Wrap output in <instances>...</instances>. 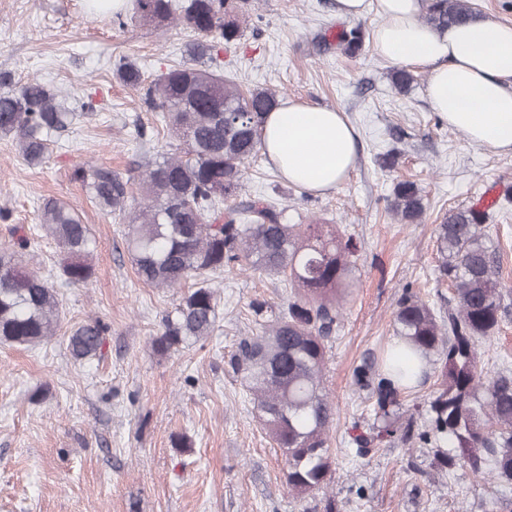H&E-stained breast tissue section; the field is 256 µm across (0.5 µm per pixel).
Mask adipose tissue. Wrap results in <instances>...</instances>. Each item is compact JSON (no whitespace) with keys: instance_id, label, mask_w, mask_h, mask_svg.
<instances>
[{"instance_id":"adipose-tissue-1","label":"adipose tissue","mask_w":512,"mask_h":512,"mask_svg":"<svg viewBox=\"0 0 512 512\" xmlns=\"http://www.w3.org/2000/svg\"><path fill=\"white\" fill-rule=\"evenodd\" d=\"M423 0H336L348 18L375 15L385 59L427 75V96L470 142L512 152V26L490 18L440 32L424 25ZM263 154L290 183L321 193L355 166L354 135L341 112L287 99L267 113Z\"/></svg>"}]
</instances>
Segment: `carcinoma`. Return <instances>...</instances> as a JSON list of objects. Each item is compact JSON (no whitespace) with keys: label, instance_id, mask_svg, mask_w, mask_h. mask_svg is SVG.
<instances>
[{"label":"carcinoma","instance_id":"1","mask_svg":"<svg viewBox=\"0 0 512 512\" xmlns=\"http://www.w3.org/2000/svg\"><path fill=\"white\" fill-rule=\"evenodd\" d=\"M86 2L92 13L110 12L120 27L131 16L157 29L174 24L192 37L189 62L148 83L124 59L116 64L119 79L139 93L145 111L155 113L170 138L168 150L140 164L136 207H128L130 181L111 167L83 163L72 172L97 205L126 224V247L139 280L163 289L195 280L163 318L153 347L164 354L211 334L217 320L212 280L224 268L237 265L282 282L289 288L286 305L275 312L264 302L251 303L261 331L238 343L229 365L263 429L287 457L289 488L324 489L332 480L327 430L335 416L323 385L327 344L341 327L359 247L332 224H284L275 203L245 190L246 167L260 153L264 116L281 94L226 79L217 59L242 39L255 2L132 0L129 14L111 11L109 0ZM474 16L471 0H427L421 20L445 31ZM364 37L357 25L339 31L336 42L352 51ZM202 57L213 64L197 65ZM390 78L400 91L415 81L403 68ZM0 85L9 87L0 93V136L10 138L31 164L42 163L82 112L94 109L90 101L77 109L68 105L35 78L15 87L11 76L0 74ZM390 210L407 224L419 220L424 206L416 184L397 182ZM485 219L484 211L456 209L438 224L439 280L454 287L456 306L438 315L404 289L393 316L401 343L382 361L367 359L355 369L356 387L372 402L373 421L353 427L348 444L354 456L362 459L382 444L420 443L436 448L450 468L466 467L512 485V369L485 380L477 368V342L497 330L512 291L497 277ZM40 226L63 250L61 283L86 284L93 274L89 225L52 198L40 206ZM30 248L32 239L23 234L0 249V344L36 346L60 326L57 289L25 264ZM106 332L99 319L78 326L68 337L71 357H96ZM433 372L440 383L417 411L421 422H402L404 394Z\"/></svg>","mask_w":512,"mask_h":512}]
</instances>
